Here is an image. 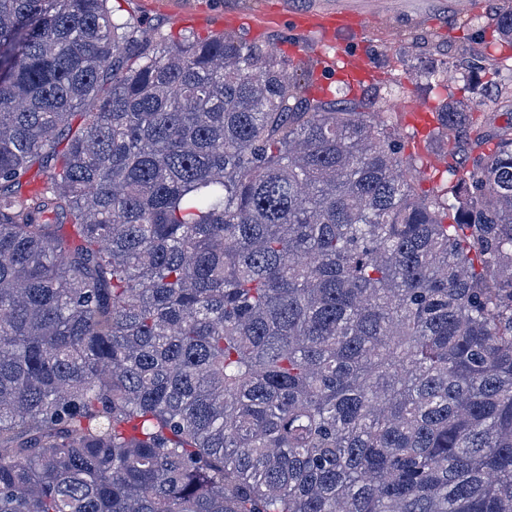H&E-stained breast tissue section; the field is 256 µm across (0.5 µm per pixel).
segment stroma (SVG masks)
Listing matches in <instances>:
<instances>
[{
	"label": "stroma",
	"mask_w": 512,
	"mask_h": 512,
	"mask_svg": "<svg viewBox=\"0 0 512 512\" xmlns=\"http://www.w3.org/2000/svg\"><path fill=\"white\" fill-rule=\"evenodd\" d=\"M321 0H110L116 17L144 20L153 39L195 36L201 39L231 33L262 42L269 50L288 60L290 77L311 74L309 96L358 108L369 117L385 120L398 131L402 154L414 158L421 173L415 180L417 191L429 193L450 186L442 158L453 154L461 167H470L474 157L490 153L500 135H512V48L497 55V75H490L486 59L472 61L470 68L479 91L466 93L462 82H436L435 75L453 69L470 58L478 36L490 35L496 19L512 11V0H483L473 15L448 9V0H425L422 21L410 23L404 10L411 0H378L382 18L344 36L343 44L362 51L371 67L369 80L358 85L343 81L341 75L322 63L333 55L330 46L303 45L288 23L253 29L256 13L305 11ZM467 99L468 110L482 122L488 135L484 145H476L468 129H460L455 141L438 132L433 116L441 105ZM420 111H409V103Z\"/></svg>",
	"instance_id": "1"
}]
</instances>
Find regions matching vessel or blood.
Returning a JSON list of instances; mask_svg holds the SVG:
<instances>
[{"label":"vessel or blood","instance_id":"obj_1","mask_svg":"<svg viewBox=\"0 0 512 512\" xmlns=\"http://www.w3.org/2000/svg\"><path fill=\"white\" fill-rule=\"evenodd\" d=\"M372 0H337L336 5L325 10H312L296 17V26L307 40L322 44L331 43L333 35L358 30L371 20ZM336 70L340 74L355 77L366 73L368 60L360 53L337 52Z\"/></svg>","mask_w":512,"mask_h":512}]
</instances>
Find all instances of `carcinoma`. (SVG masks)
Returning a JSON list of instances; mask_svg holds the SVG:
<instances>
[{
	"instance_id": "obj_1",
	"label": "carcinoma",
	"mask_w": 512,
	"mask_h": 512,
	"mask_svg": "<svg viewBox=\"0 0 512 512\" xmlns=\"http://www.w3.org/2000/svg\"><path fill=\"white\" fill-rule=\"evenodd\" d=\"M108 2L0 0V512H512V138L420 195L264 46Z\"/></svg>"
}]
</instances>
